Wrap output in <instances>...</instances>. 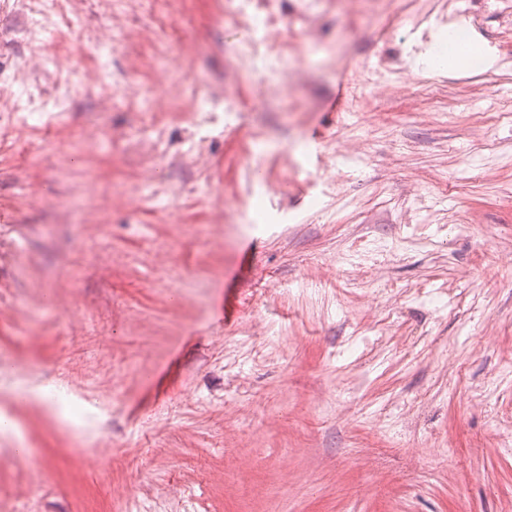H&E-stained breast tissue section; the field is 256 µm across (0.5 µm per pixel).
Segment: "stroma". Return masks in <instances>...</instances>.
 Here are the masks:
<instances>
[{
  "label": "stroma",
  "mask_w": 512,
  "mask_h": 512,
  "mask_svg": "<svg viewBox=\"0 0 512 512\" xmlns=\"http://www.w3.org/2000/svg\"><path fill=\"white\" fill-rule=\"evenodd\" d=\"M0 0V512H512V0ZM269 27V16L267 14L255 13L250 17L248 22L249 30L254 34L252 48L250 54L254 61L260 62L264 67H273L275 61L268 55L266 48L263 49V38L260 37Z\"/></svg>",
  "instance_id": "stroma-1"
}]
</instances>
